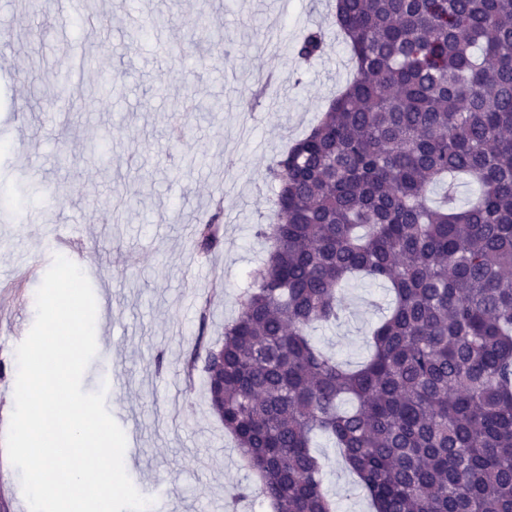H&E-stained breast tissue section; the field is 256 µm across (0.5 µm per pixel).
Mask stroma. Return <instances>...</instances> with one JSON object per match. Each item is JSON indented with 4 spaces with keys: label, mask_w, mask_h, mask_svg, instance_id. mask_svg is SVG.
<instances>
[{
    "label": "stroma",
    "mask_w": 512,
    "mask_h": 512,
    "mask_svg": "<svg viewBox=\"0 0 512 512\" xmlns=\"http://www.w3.org/2000/svg\"><path fill=\"white\" fill-rule=\"evenodd\" d=\"M328 0H44L35 13L0 0V187L27 199L0 218V438L13 410L15 350L35 319L50 246L68 257L97 303V353L82 379L105 390L126 436V472L162 512H269L233 500L251 480L209 408L190 352L215 342L265 256L268 165L315 125L355 69L341 40L301 67L294 47L327 22ZM224 24L222 69L200 36ZM107 72L114 96L98 74ZM265 80L259 102L251 92ZM220 101L223 111H209ZM132 208H124L129 196ZM221 212V241L200 255L194 228ZM386 288L353 281L346 316L313 337L348 366L368 354ZM338 512H370L338 449L318 440Z\"/></svg>",
    "instance_id": "stroma-1"
}]
</instances>
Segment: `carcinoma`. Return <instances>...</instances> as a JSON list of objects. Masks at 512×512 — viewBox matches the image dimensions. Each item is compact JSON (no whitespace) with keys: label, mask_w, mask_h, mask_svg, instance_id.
Wrapping results in <instances>:
<instances>
[{"label":"carcinoma","mask_w":512,"mask_h":512,"mask_svg":"<svg viewBox=\"0 0 512 512\" xmlns=\"http://www.w3.org/2000/svg\"><path fill=\"white\" fill-rule=\"evenodd\" d=\"M356 76L273 159L270 241L203 360L210 409L272 512H336L312 449H342L373 512H512V0H330ZM455 177L475 201L434 205ZM221 213L197 226L220 240ZM354 276L390 288L349 369L310 330Z\"/></svg>","instance_id":"1"}]
</instances>
